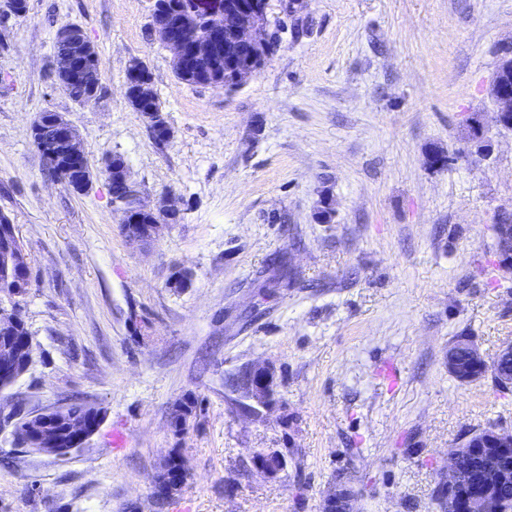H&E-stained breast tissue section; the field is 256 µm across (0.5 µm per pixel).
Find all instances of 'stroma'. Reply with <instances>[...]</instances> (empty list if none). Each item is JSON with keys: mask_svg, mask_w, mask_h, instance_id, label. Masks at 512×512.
<instances>
[{"mask_svg": "<svg viewBox=\"0 0 512 512\" xmlns=\"http://www.w3.org/2000/svg\"><path fill=\"white\" fill-rule=\"evenodd\" d=\"M26 4L0 22V214L31 265L32 363L0 402L106 416L62 456L0 433V512H155L174 448L190 475L165 512H324L343 489L352 512H440L451 449L512 432V390L448 372L457 336L489 361L512 342V270L493 232L512 211V130L490 97L512 0H307L292 16L271 0V48L230 91L176 78L155 0ZM67 22L97 49L96 102L48 76ZM136 60L166 141L126 97ZM44 111L79 131L88 190L48 173L31 137ZM434 152L447 167L429 165ZM115 153L145 203L168 195L179 211L153 244L123 233L100 172ZM179 269L189 287H169ZM250 363L276 386L247 417L225 379ZM187 395L197 417L178 433ZM259 449L287 450L276 477L251 471Z\"/></svg>", "mask_w": 512, "mask_h": 512, "instance_id": "stroma-1", "label": "stroma"}]
</instances>
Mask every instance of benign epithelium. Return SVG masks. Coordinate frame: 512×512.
Segmentation results:
<instances>
[{"label": "benign epithelium", "instance_id": "obj_1", "mask_svg": "<svg viewBox=\"0 0 512 512\" xmlns=\"http://www.w3.org/2000/svg\"><path fill=\"white\" fill-rule=\"evenodd\" d=\"M270 0H163L159 3V22L155 25L161 43L172 52L173 62L187 78L200 71L201 64H224V77L235 84H241L255 71V61L263 58L268 41L252 37L250 32L263 28ZM55 47L63 52L54 55L52 67L69 83L82 80L86 68L98 59L94 45L86 37L82 27L76 23L63 24L56 33ZM150 75L141 66L131 67L127 73L126 94L135 87L150 88ZM493 84L495 86V119L499 126L512 129V58L504 57L499 63ZM37 148L58 159L66 160L74 169L85 167V153L80 135L74 126L60 113H39L32 124ZM116 211L128 218L124 225L126 236L137 242L153 239L158 224L176 216L168 204L156 209L146 207L139 191L130 181L127 168L116 170L105 162ZM498 252L512 256V226L494 224ZM9 238L11 244L0 245V280L16 278L29 268L28 255L16 236L15 225L0 214V241ZM490 364L479 355L473 342L461 338L448 350V371L461 377L464 382L473 381L486 375ZM272 370L266 365L249 364L243 368L242 387L248 402L241 405L248 413L257 412L273 396L270 386ZM477 439L467 436L462 445L472 448H497L501 451L512 447V432L493 428L476 433ZM269 452H258L251 457V467L268 477H274L286 465V458L277 453L279 464H268ZM458 449L451 452L448 480L440 487L448 494V502L456 505L460 512H492L491 502L485 497L475 496L474 489H465L457 479L455 463ZM187 477L185 460H174L169 471L167 485L180 487Z\"/></svg>", "mask_w": 512, "mask_h": 512}]
</instances>
